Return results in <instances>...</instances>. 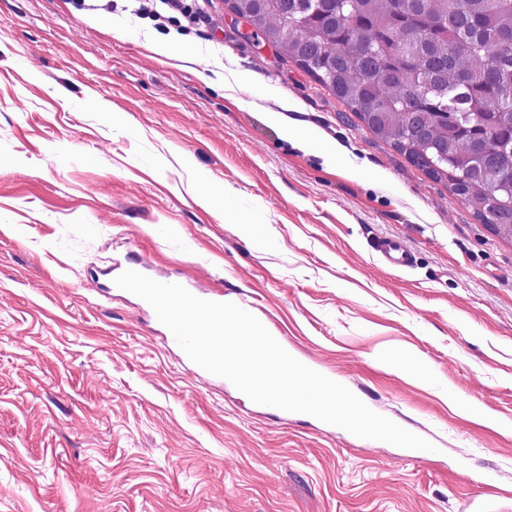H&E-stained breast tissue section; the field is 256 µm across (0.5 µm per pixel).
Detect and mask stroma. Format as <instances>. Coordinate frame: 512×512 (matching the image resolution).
Instances as JSON below:
<instances>
[{
    "mask_svg": "<svg viewBox=\"0 0 512 512\" xmlns=\"http://www.w3.org/2000/svg\"><path fill=\"white\" fill-rule=\"evenodd\" d=\"M196 6L185 28L136 0H0V512H512L488 478L512 473V240L225 0ZM383 236L414 267L385 266ZM134 254L253 303L436 452L213 392L135 298L101 295Z\"/></svg>",
    "mask_w": 512,
    "mask_h": 512,
    "instance_id": "obj_1",
    "label": "stroma"
}]
</instances>
